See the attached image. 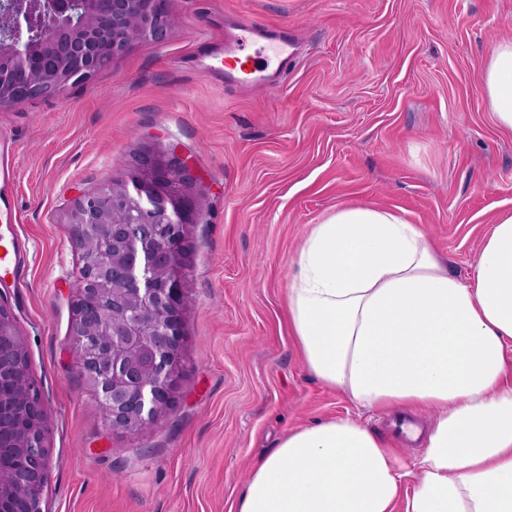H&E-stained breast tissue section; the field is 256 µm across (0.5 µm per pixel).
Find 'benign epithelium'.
Returning a JSON list of instances; mask_svg holds the SVG:
<instances>
[{
    "label": "benign epithelium",
    "instance_id": "7a95c632",
    "mask_svg": "<svg viewBox=\"0 0 512 512\" xmlns=\"http://www.w3.org/2000/svg\"><path fill=\"white\" fill-rule=\"evenodd\" d=\"M174 24L167 0H0V111L63 100L134 44L165 41ZM193 182L189 158L146 152L127 181L76 196L62 221L82 260L69 333L74 364L114 430L136 431L175 403ZM26 358V340L0 301V381L13 389L0 394V512H42L48 478L47 409Z\"/></svg>",
    "mask_w": 512,
    "mask_h": 512
}]
</instances>
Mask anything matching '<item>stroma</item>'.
Here are the masks:
<instances>
[{"instance_id": "35a3bbf8", "label": "stroma", "mask_w": 512, "mask_h": 512, "mask_svg": "<svg viewBox=\"0 0 512 512\" xmlns=\"http://www.w3.org/2000/svg\"><path fill=\"white\" fill-rule=\"evenodd\" d=\"M167 42L136 43L66 100L0 111L18 146L15 203L28 286L0 293L25 336L53 452L44 512H228L251 463L291 428L369 413L308 374L286 292L305 235L370 205L420 225L468 279L494 219L512 213V132L481 96L512 0H168ZM285 27L304 53L277 87L231 90L196 58L229 21ZM190 156L200 197L189 229L175 406L112 430L73 365L81 264L62 225L73 198L124 179L144 149Z\"/></svg>"}]
</instances>
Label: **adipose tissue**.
Here are the masks:
<instances>
[{
    "mask_svg": "<svg viewBox=\"0 0 512 512\" xmlns=\"http://www.w3.org/2000/svg\"><path fill=\"white\" fill-rule=\"evenodd\" d=\"M481 94L512 132V38ZM305 370L355 406L429 412L420 454L349 415L291 430L253 465L236 512H512V214L460 280L420 225L336 210L305 237L288 286Z\"/></svg>",
    "mask_w": 512,
    "mask_h": 512,
    "instance_id": "adipose-tissue-1",
    "label": "adipose tissue"
}]
</instances>
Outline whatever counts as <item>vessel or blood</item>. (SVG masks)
Segmentation results:
<instances>
[{"label":"vessel or blood","mask_w":512,"mask_h":512,"mask_svg":"<svg viewBox=\"0 0 512 512\" xmlns=\"http://www.w3.org/2000/svg\"><path fill=\"white\" fill-rule=\"evenodd\" d=\"M297 59L296 41L284 28L259 29L241 22L240 33L228 44L221 58L209 66V73L223 77L227 87L249 89L285 79ZM13 152L10 142L0 137V288H20L26 281L30 249L18 236L17 209L11 184Z\"/></svg>","instance_id":"b4317fda"}]
</instances>
